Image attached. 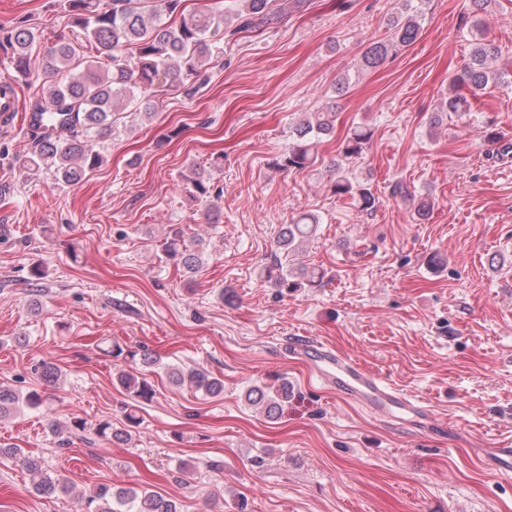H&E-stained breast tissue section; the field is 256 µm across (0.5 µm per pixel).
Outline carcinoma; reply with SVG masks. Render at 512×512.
I'll list each match as a JSON object with an SVG mask.
<instances>
[{
	"label": "carcinoma",
	"instance_id": "1",
	"mask_svg": "<svg viewBox=\"0 0 512 512\" xmlns=\"http://www.w3.org/2000/svg\"><path fill=\"white\" fill-rule=\"evenodd\" d=\"M185 0H112V7L101 0H65L67 23L75 39L58 38L42 56L43 86L46 97L31 108L30 127L36 133L35 150L20 162L33 176L51 175L59 185H75L99 168L103 156L97 150L101 141L119 131L118 116L128 103L138 100L139 114L149 120L159 93L180 84L194 83L202 67L224 54V44L246 31H261L282 10L280 0H229L215 9L184 12ZM425 0H402L401 10L388 23L389 35L371 42L360 58V68L376 69L399 51L412 46L420 37ZM38 30L29 24L0 25V51L10 55L14 74L0 83V95L30 76V60L38 49ZM499 47L480 34L474 35L469 58L455 79L441 111L465 115L472 111L470 97L489 84H504L506 73L495 68ZM336 134V113L331 109L312 112L289 129L288 148L276 161L282 170L303 171L318 162L321 141ZM373 138L364 123L351 127L340 144L342 161L330 169V187L338 198H349L358 211L370 214L376 197L367 182L349 169L362 158ZM190 197L211 210L221 191L211 188L204 173L190 168L185 176ZM320 219L303 212L294 222L279 230L275 247L266 266V281L276 288H318L323 273L315 267L296 268L292 257L317 234ZM163 252L190 272L199 270L200 249L186 242L179 227L169 230ZM118 385L134 401L127 406L125 423L117 428L109 421L93 427L72 417L65 428L78 435L92 429L94 435L125 443L132 440L140 424L138 404L153 399L155 391L147 378L122 369L115 372ZM175 385L190 383L207 395L224 392V381L204 369L187 372L168 368ZM245 400L270 419L279 417L288 401V387L277 390L253 385ZM31 409L46 405L43 392L29 390L21 397L7 386H0V417L17 404ZM0 454L34 476L33 490L52 497L70 493L66 479L50 475L42 460L17 447L0 448ZM80 512H180L177 503L145 489H113L100 484L84 497Z\"/></svg>",
	"mask_w": 512,
	"mask_h": 512
}]
</instances>
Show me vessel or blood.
Instances as JSON below:
<instances>
[{
    "mask_svg": "<svg viewBox=\"0 0 512 512\" xmlns=\"http://www.w3.org/2000/svg\"><path fill=\"white\" fill-rule=\"evenodd\" d=\"M288 353L309 363L338 394L362 403L381 417L402 420L429 413L423 401L412 399L380 374L318 340L294 337L288 343Z\"/></svg>",
    "mask_w": 512,
    "mask_h": 512,
    "instance_id": "vessel-or-blood-1",
    "label": "vessel or blood"
}]
</instances>
